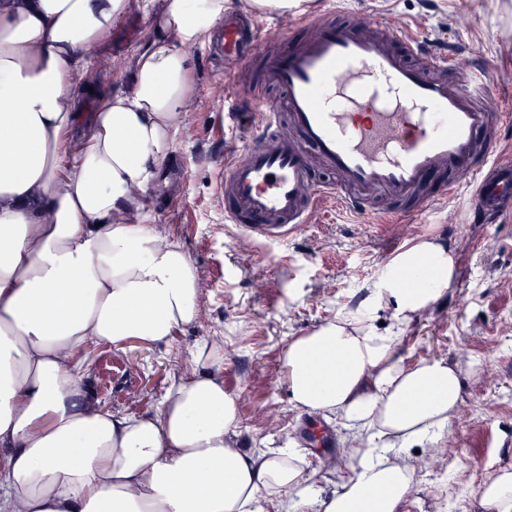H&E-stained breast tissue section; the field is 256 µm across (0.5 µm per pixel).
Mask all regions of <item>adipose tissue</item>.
Here are the masks:
<instances>
[{
  "label": "adipose tissue",
  "instance_id": "1",
  "mask_svg": "<svg viewBox=\"0 0 512 512\" xmlns=\"http://www.w3.org/2000/svg\"><path fill=\"white\" fill-rule=\"evenodd\" d=\"M153 13L123 89L102 84L92 51L133 10ZM224 0H0V512H400L403 461L454 416L459 375L446 360L407 367L396 333L371 312L338 314L292 339L290 402L335 415L355 438L341 491L317 499L293 445L257 451L234 438L224 343L203 339L139 415L89 397L91 343L169 344L201 315L196 268L146 218L185 124L195 64ZM99 103L87 109L84 95ZM455 264L423 242L374 283L398 313L425 312Z\"/></svg>",
  "mask_w": 512,
  "mask_h": 512
}]
</instances>
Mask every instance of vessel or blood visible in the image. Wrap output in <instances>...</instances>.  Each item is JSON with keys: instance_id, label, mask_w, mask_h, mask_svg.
<instances>
[{"instance_id": "vessel-or-blood-1", "label": "vessel or blood", "mask_w": 512, "mask_h": 512, "mask_svg": "<svg viewBox=\"0 0 512 512\" xmlns=\"http://www.w3.org/2000/svg\"><path fill=\"white\" fill-rule=\"evenodd\" d=\"M307 24L284 23L269 39L254 17L224 14L218 54L252 117L246 142L224 162L225 222L271 244L287 241L328 201L363 214L372 198L415 196L423 212L464 190L474 219L489 223L512 211V162L500 159L498 137L512 115L483 104L490 63L473 64L472 83L461 85L446 77L458 58L411 29L383 23L367 36L343 20L293 36ZM253 66L258 79L238 81ZM264 86L277 88L279 101L262 100ZM316 163L337 182L313 183ZM436 169L452 178L432 188Z\"/></svg>"}]
</instances>
